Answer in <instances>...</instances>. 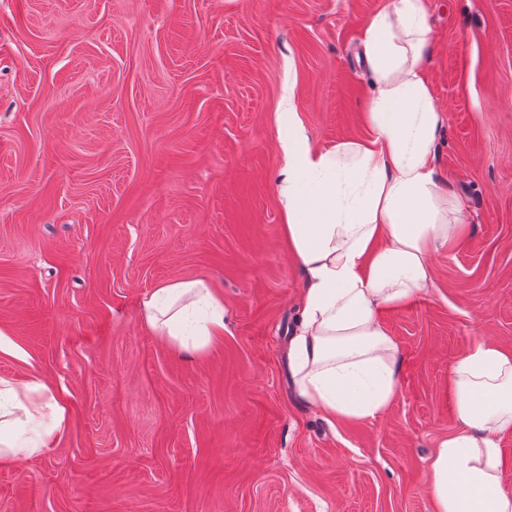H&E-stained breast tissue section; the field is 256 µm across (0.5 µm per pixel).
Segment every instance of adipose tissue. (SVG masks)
I'll return each mask as SVG.
<instances>
[{"mask_svg": "<svg viewBox=\"0 0 512 512\" xmlns=\"http://www.w3.org/2000/svg\"><path fill=\"white\" fill-rule=\"evenodd\" d=\"M427 0H386L362 22L371 76L370 134L312 143L285 99L279 113L277 186L284 233L307 288L290 341L299 396L332 419L373 420L399 393L400 348L382 315L434 277L433 255L456 242L464 202L440 184L435 159L443 113L426 77ZM144 325L180 350L200 352L224 332L212 285L176 280L145 294ZM449 378L458 425L429 460L435 512H512L497 439L512 430V350L473 340ZM20 398L0 378V460L41 453L62 433L66 409L39 380Z\"/></svg>", "mask_w": 512, "mask_h": 512, "instance_id": "obj_1", "label": "adipose tissue"}]
</instances>
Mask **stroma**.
<instances>
[{
    "label": "stroma",
    "instance_id": "obj_1",
    "mask_svg": "<svg viewBox=\"0 0 512 512\" xmlns=\"http://www.w3.org/2000/svg\"><path fill=\"white\" fill-rule=\"evenodd\" d=\"M441 184L466 232L384 321L392 407L331 420L295 392L306 277L276 191L280 103L311 141L367 135L360 25L382 0H0V377L68 408L0 463V512H435L428 459L456 424L448 367L512 348V0H430ZM211 282L199 354L139 299Z\"/></svg>",
    "mask_w": 512,
    "mask_h": 512
}]
</instances>
